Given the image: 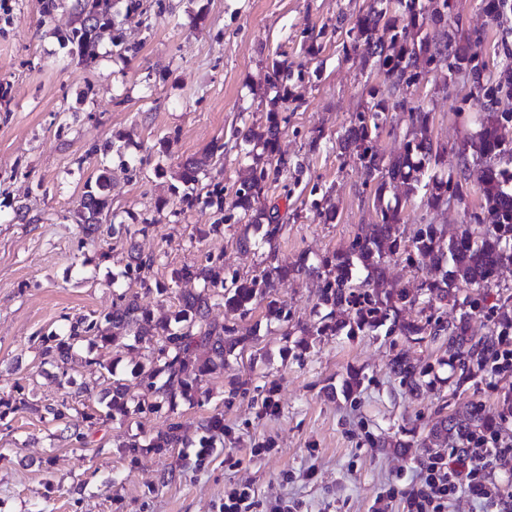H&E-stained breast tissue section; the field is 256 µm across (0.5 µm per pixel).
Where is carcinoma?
I'll return each mask as SVG.
<instances>
[{
  "instance_id": "carcinoma-1",
  "label": "carcinoma",
  "mask_w": 512,
  "mask_h": 512,
  "mask_svg": "<svg viewBox=\"0 0 512 512\" xmlns=\"http://www.w3.org/2000/svg\"><path fill=\"white\" fill-rule=\"evenodd\" d=\"M79 26L61 35L82 53L91 51L96 31L112 26V0H80ZM452 0H371L368 10L359 15L350 27L337 20L334 32L345 31L343 51L376 59L385 76L386 88L368 90L370 101L365 110L355 114L349 125L336 137L334 147L342 156L355 157L365 171L364 189L373 198L376 220L361 229L349 249L328 252L314 264L301 260L293 266L277 260L276 243L286 232L280 223L277 207H267L265 191L270 177L279 176L286 162L280 154L281 124L287 118L279 112V104L292 96L286 80L291 77L286 58H274L269 65L267 81L277 89L271 99L264 125L248 127L241 132V153L251 160L248 177L234 192L230 209L261 232L258 240L248 237L239 244L256 248L268 247L264 253V268L250 278L236 273L227 277L224 268L216 265L182 266L170 273L167 283L152 277L157 256L137 251L128 244V263L121 276L132 279L139 288L160 294L177 288L183 282L203 281L200 292L182 293L179 309L173 321L154 319L138 303V293L124 292L103 321L78 318L68 324L63 334L40 337L42 363L60 370V383L70 382L67 365L73 361L82 343L94 338L103 344H115L129 336L134 343L152 350L148 362L134 372L138 386L154 397L150 408L163 406L173 411L178 401L189 400L199 391L205 378L224 368V355L251 346L252 337L238 334L236 319L249 315L258 305L266 317L288 322V312L277 297L278 285L293 275H315L323 286L318 306L327 313L315 322L309 336L328 332L345 333L353 338L359 334L387 327V334L403 336L414 342L426 338L448 337V358L442 365L470 362L481 370L486 353L495 341L471 343L467 337L471 319L484 317L494 321L498 335L512 334V316L508 307L512 295L500 303L487 306L482 289L490 287L499 270L512 266V0H481L482 10L492 19L496 29L494 50L498 64L487 70L479 32L459 35L460 19L452 15ZM447 71L453 78L462 71L481 77L474 87L483 97L482 115L475 120V130L457 148L456 175H439L437 167L448 148L435 146L427 136L430 111L412 104L407 90L417 84L424 71ZM408 114L404 151L386 160L377 150L380 130L387 124L390 111ZM224 156V143L214 141L198 158L183 164L179 181L195 189L200 174L214 158ZM480 171L479 205L466 213V227L460 236L445 240L444 231L435 224H422L412 238L400 231L402 206L400 200H385L387 188L400 185L405 194L423 193L425 205L438 209L450 199L461 203L470 192L469 172ZM109 180L108 170L102 169L95 183H86L78 208L74 212L86 237L98 232L107 216L108 199L104 194ZM310 208L333 219L336 210L330 190L321 193L312 188ZM407 256L413 263L430 260L429 275L419 288L427 296V308L433 303L451 302L461 308L458 321L443 322L431 315L406 320L403 310L419 302L416 295L404 288L388 287L384 279L386 260ZM465 287L471 295L458 301L456 289ZM224 303L227 320H208L212 303ZM346 312V318L336 319V311ZM109 374L105 392L107 415L127 414L142 410L141 401L131 393L127 380L118 376L113 365L98 359ZM393 372L418 393L427 371L401 354L391 360ZM7 411L26 410L40 418L53 421L68 418L64 404L39 405L12 393L0 394V408ZM497 425L484 413L479 401L469 402L463 410L439 416L421 441L426 454L440 456L447 448H463L473 437L490 432ZM183 444L177 423L149 439H133L123 445L132 454H161Z\"/></svg>"
}]
</instances>
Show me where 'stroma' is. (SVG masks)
<instances>
[{
    "label": "stroma",
    "mask_w": 512,
    "mask_h": 512,
    "mask_svg": "<svg viewBox=\"0 0 512 512\" xmlns=\"http://www.w3.org/2000/svg\"><path fill=\"white\" fill-rule=\"evenodd\" d=\"M10 4V12L0 11V391L71 410L64 425L28 412L0 417V512H222L225 492L237 486L254 490L256 512L288 499L300 512H405L402 493L425 458L402 442L423 438L438 413L473 399L499 420L512 397V372L467 377L442 364V342L381 332L312 336L299 349L301 327L317 319V278L296 276L278 288L289 326L266 319L261 307L239 320L240 333L255 335L252 347L227 355L223 372L173 411L105 416L100 362L127 378L141 349L94 346L92 363L77 362L66 385L38 350L41 337L73 318L111 309L119 294L112 276L126 263L120 243L143 218L154 224L134 242L157 255L158 281L211 259L244 277L259 273L260 250L238 245L244 236L257 239L254 226L221 221L206 196L218 189L229 199L239 186L245 164L234 131L264 124L276 54L287 56L295 76L293 97L281 105L288 122L280 149L303 165L301 176L285 172L268 192L288 221L277 242L280 263L347 249L374 221L359 161L308 148L314 135L335 139L366 108L368 89L383 85L376 64L346 57L332 34L337 18L354 21L370 0H116L114 24L90 56L56 37L77 26L76 0H57L49 15L42 0ZM325 28L322 51L307 54L312 35ZM410 96L431 112L434 144L454 147L473 132L480 100L466 78L448 83L431 72ZM216 139L223 160L208 167L193 202H183L178 171ZM133 155L142 165H129ZM102 165L110 174L109 227L91 240L70 214ZM297 180L302 191L286 194ZM469 185L465 204L445 209L411 197L405 237L422 224L460 233L465 208L479 204L477 178ZM313 186L332 189L334 221L310 209ZM214 223L218 232L193 243L197 229ZM399 353L436 366L438 382L411 394L390 368ZM352 368L362 383L346 395L342 383ZM269 398L276 411L265 409ZM217 412L224 433L202 449L201 423ZM173 422L186 447L135 459L124 453L132 436ZM65 427L84 442L62 440Z\"/></svg>",
    "instance_id": "stroma-1"
}]
</instances>
